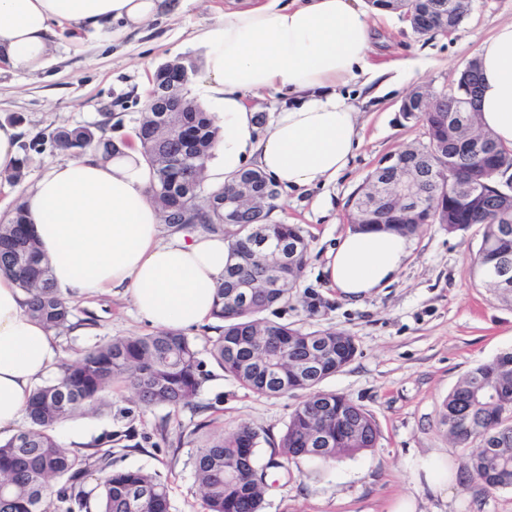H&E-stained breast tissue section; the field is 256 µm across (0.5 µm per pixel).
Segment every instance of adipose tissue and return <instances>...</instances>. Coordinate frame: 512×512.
I'll list each match as a JSON object with an SVG mask.
<instances>
[{
    "label": "adipose tissue",
    "instance_id": "adipose-tissue-1",
    "mask_svg": "<svg viewBox=\"0 0 512 512\" xmlns=\"http://www.w3.org/2000/svg\"><path fill=\"white\" fill-rule=\"evenodd\" d=\"M187 0H0V63L44 66L61 26L134 29ZM373 31L362 0H230L200 35L205 91L224 102L214 151L224 176L256 168L282 193L324 186L344 171L361 141L360 112L342 89L375 79L367 62ZM482 74L480 123L512 149V22L476 50ZM274 91L293 98L261 128L247 100ZM140 153L103 160L90 151L54 165L23 199L30 234L49 260L63 297L121 291L139 318L184 330L213 318L215 289L230 260L223 236L194 232L163 242ZM408 236L349 231L328 256L331 287L358 300L391 283L410 255ZM61 357L55 337L31 317L26 296L0 272V438L25 415L33 390Z\"/></svg>",
    "mask_w": 512,
    "mask_h": 512
}]
</instances>
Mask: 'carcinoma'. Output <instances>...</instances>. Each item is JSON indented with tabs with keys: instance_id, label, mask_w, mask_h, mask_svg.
I'll use <instances>...</instances> for the list:
<instances>
[{
	"instance_id": "cac0c4a2",
	"label": "carcinoma",
	"mask_w": 512,
	"mask_h": 512,
	"mask_svg": "<svg viewBox=\"0 0 512 512\" xmlns=\"http://www.w3.org/2000/svg\"><path fill=\"white\" fill-rule=\"evenodd\" d=\"M421 18L423 34L431 30L455 31L466 11V0H408ZM460 96L459 88L435 92L436 111L427 104L414 106L415 117L428 127V142L419 151L425 161L465 181L478 179L476 191L459 198L448 184H425L420 192L425 209L408 216L388 208L380 214L354 210L351 223L358 231L383 229L404 235L437 222L453 233L472 224L482 227L476 255L471 259L481 285L496 298L512 303V281L498 279L504 262L512 263V199L500 195L491 179L512 170V150L500 147L492 134L479 130L477 116L448 134L439 118ZM180 127L161 129L143 115L137 129L145 164L150 173L149 194L161 216L181 213L187 223L175 230H202L222 234L230 241L227 275L252 281L256 294L245 305L236 293L237 283L223 279L216 289L213 317L222 322L219 336L205 350L181 331L116 337L60 365L59 375L34 390L26 411L28 425L0 444V512H89L85 479L98 477V512H169V487L159 473L114 470L112 451L77 452L65 446L56 427L89 408L104 405L105 394L117 382L130 387L145 407L191 406L207 376L206 362L218 366L243 387L259 396L281 397L302 393L290 415L277 452L263 466L257 462L260 432L247 423L230 431L205 432L200 424L192 434L197 444L192 457L204 512H263V485L267 470L284 468L300 457L330 463L376 447L379 429L360 405L320 389L328 377L354 358V338L335 329L304 332L288 323L271 321L263 314L296 297L310 253V241L295 224L267 223L266 234L288 248V266L266 272L261 256L253 263L243 253L253 250L245 225L226 224L222 202L246 182L260 191L265 175L254 169L212 188L205 204L197 203V183L185 169L196 168L204 180L207 163L218 138V128L208 112L191 98L184 99ZM104 127L61 126L51 133L54 145L82 156L91 149L102 159L117 153L103 137ZM482 137L491 143L484 156L457 151L463 138ZM0 271L12 275L28 296V310L58 335L73 329V311L53 286L48 263L41 262L27 234L22 205L0 224ZM207 355L203 360L201 355ZM440 424L448 437L465 447L471 479L484 491L512 488V351L471 369L442 402ZM326 445L314 447V434Z\"/></svg>"
}]
</instances>
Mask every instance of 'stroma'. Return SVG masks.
Returning <instances> with one entry per match:
<instances>
[{"mask_svg": "<svg viewBox=\"0 0 512 512\" xmlns=\"http://www.w3.org/2000/svg\"><path fill=\"white\" fill-rule=\"evenodd\" d=\"M225 0H190L178 14L162 13L132 32L75 34L60 31L45 68L19 72L0 65V120L15 122L28 144L26 176L0 182V222L51 165L69 161L53 146L57 127L105 123V136L126 147L138 145V122L155 69L189 57L202 61L198 35L218 16ZM377 39L370 52L378 63L424 61V70L391 72L370 86H347L361 109L362 144L336 180L278 197L271 219L298 225L311 243V257L299 291L318 295L308 314L291 302L268 311V319L305 331L342 330L357 352L321 388L342 394L367 410L379 428L376 448L331 464L299 458L287 470H272L263 512H397L411 500L416 512H512V489L483 491L463 473L466 452L439 424L443 400L473 367L512 349V305L498 301L475 282L470 258L481 242L474 225L448 233L428 224L412 235L411 253L397 278L354 301L331 288L323 273L327 255L351 229L352 199L368 175L389 155L425 141L419 121L404 120L402 100L415 87L452 84L474 59L478 45L512 22V0H469L451 35L421 36L402 14L372 12ZM76 318L93 325L59 336L63 358L72 361L115 337L141 336L150 326L118 295L71 298ZM188 407L143 408L124 386L110 393L111 406L66 421V446L84 449L111 443L112 466L157 472L168 479L170 512H202L188 434L196 424L231 429L241 422L265 441L257 450L267 462L288 425L297 397H260L215 365ZM458 474L449 492L438 483Z\"/></svg>", "mask_w": 512, "mask_h": 512, "instance_id": "stroma-1", "label": "stroma"}]
</instances>
